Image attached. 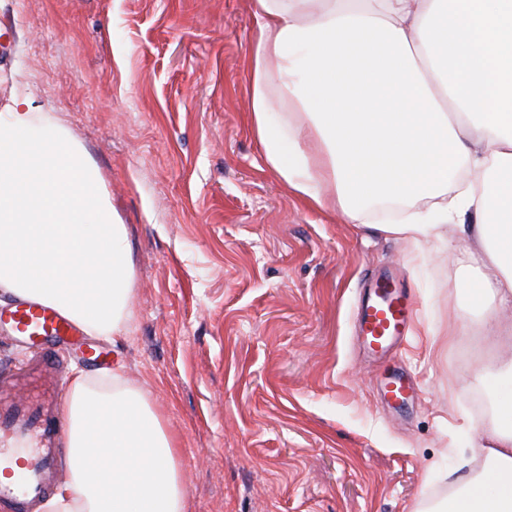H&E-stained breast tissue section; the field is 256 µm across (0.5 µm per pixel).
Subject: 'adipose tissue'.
<instances>
[{
  "label": "adipose tissue",
  "mask_w": 512,
  "mask_h": 512,
  "mask_svg": "<svg viewBox=\"0 0 512 512\" xmlns=\"http://www.w3.org/2000/svg\"><path fill=\"white\" fill-rule=\"evenodd\" d=\"M249 128L268 167L315 208L451 250L474 242L457 294L486 340L512 347V0H253ZM282 110L276 122L272 112ZM32 101L0 112V292L59 310L91 336L126 332L127 230L102 178ZM430 211L418 209L420 201ZM494 400L480 470L429 512H512V361L478 376ZM69 478L43 512H185L172 441L120 370L75 371Z\"/></svg>",
  "instance_id": "ef3b65f1"
}]
</instances>
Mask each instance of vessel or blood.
Here are the masks:
<instances>
[{
  "label": "vessel or blood",
  "mask_w": 512,
  "mask_h": 512,
  "mask_svg": "<svg viewBox=\"0 0 512 512\" xmlns=\"http://www.w3.org/2000/svg\"><path fill=\"white\" fill-rule=\"evenodd\" d=\"M414 312L411 296L394 276L375 277L357 314L356 334L365 353L377 358L400 345ZM0 328L36 357L28 372L0 375V435L16 443L37 441L21 475L0 479V504L9 512H36L61 467L65 418L60 373L68 360L64 346L77 340L80 331L58 310L37 302L0 309Z\"/></svg>",
  "instance_id": "obj_1"
}]
</instances>
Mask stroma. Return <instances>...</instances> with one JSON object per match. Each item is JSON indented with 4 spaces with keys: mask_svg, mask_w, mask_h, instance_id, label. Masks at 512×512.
I'll use <instances>...</instances> for the list:
<instances>
[{
    "mask_svg": "<svg viewBox=\"0 0 512 512\" xmlns=\"http://www.w3.org/2000/svg\"><path fill=\"white\" fill-rule=\"evenodd\" d=\"M252 0H0V109L34 102L104 180L133 267L120 365L172 438L186 512H415L487 427L498 359L455 294L463 258L309 206L247 124ZM396 269L418 312L364 359L361 282ZM464 325L440 351L430 335ZM422 387L386 405V372Z\"/></svg>",
    "mask_w": 512,
    "mask_h": 512,
    "instance_id": "1",
    "label": "stroma"
}]
</instances>
